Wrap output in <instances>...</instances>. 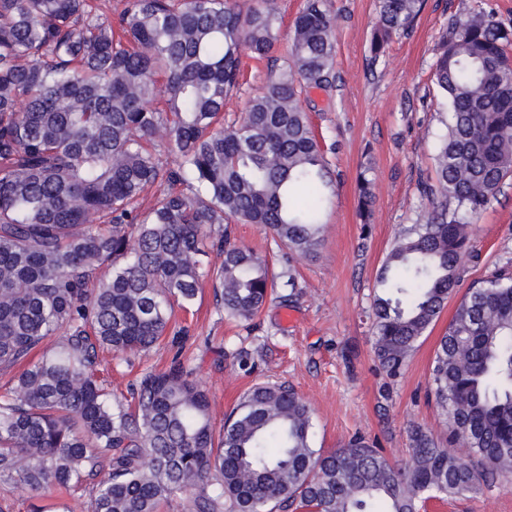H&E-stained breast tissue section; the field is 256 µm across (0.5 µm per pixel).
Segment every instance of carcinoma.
<instances>
[{"label": "carcinoma", "instance_id": "obj_1", "mask_svg": "<svg viewBox=\"0 0 512 512\" xmlns=\"http://www.w3.org/2000/svg\"><path fill=\"white\" fill-rule=\"evenodd\" d=\"M95 0H0V367H23L0 395V477L34 496L89 483L90 512H420L431 498L512 482V274L472 288L431 369L448 446L420 429L393 464L361 439L322 453L293 388L258 384L215 431L206 392L175 356L112 403L101 353L146 351L211 277L224 313L253 320L273 276L224 235L262 224L307 256L321 244L331 173L304 106L333 84V18L310 0L290 58L239 125L224 102L242 50L267 58L276 0H125L112 25ZM422 0H381L377 57L410 31ZM433 81L448 106L424 223L400 236L378 276L375 355L400 370L456 290L470 219L512 176V26L479 0L442 38ZM165 133L177 160L160 158ZM171 189L148 211L137 201ZM369 219L371 183L358 182ZM210 247L213 270L197 256ZM465 454L450 450L456 443Z\"/></svg>", "mask_w": 512, "mask_h": 512}]
</instances>
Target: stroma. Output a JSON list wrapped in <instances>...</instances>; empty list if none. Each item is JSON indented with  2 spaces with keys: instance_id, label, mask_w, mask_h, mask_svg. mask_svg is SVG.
I'll list each match as a JSON object with an SVG mask.
<instances>
[{
  "instance_id": "35a3bbf8",
  "label": "stroma",
  "mask_w": 512,
  "mask_h": 512,
  "mask_svg": "<svg viewBox=\"0 0 512 512\" xmlns=\"http://www.w3.org/2000/svg\"><path fill=\"white\" fill-rule=\"evenodd\" d=\"M474 3L424 0L413 29L393 37L375 59L369 44L379 0H322L335 16V82L310 93L307 103L334 173L321 247L299 256L263 225L229 224L232 240L266 257L274 273L292 270L295 291L275 286L261 314L241 322L225 316L213 284L205 283L189 309H174L168 335L153 348L106 354L102 377L113 398L127 397L144 372L165 369L177 355L207 392L215 425L251 387L282 384L309 403L315 449L329 452L360 437L399 463L408 456L416 427L447 445L445 417L430 394L431 366L467 290L512 267V178L474 220L475 248L461 282L398 375H388L375 357L372 308L377 275L396 237L421 223L429 208L419 184L435 176L433 157L448 121L431 65L441 35ZM270 61L244 57L242 85L224 104L225 126L234 125L246 101L263 91ZM362 176L374 195L367 219L358 207ZM91 490L87 484L35 499L1 480L0 512H31L35 506L55 512L59 502L69 512H88ZM426 512H512V486L434 499Z\"/></svg>"
}]
</instances>
